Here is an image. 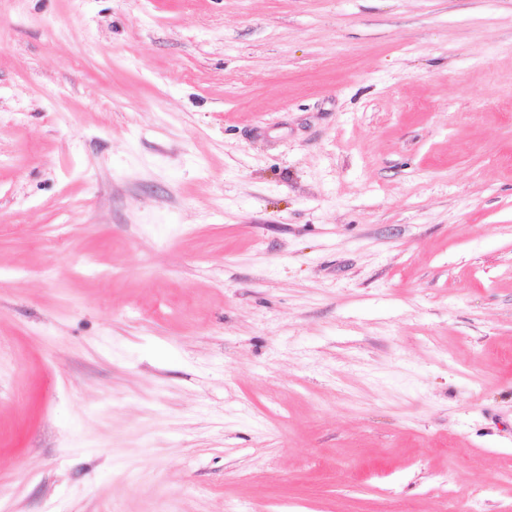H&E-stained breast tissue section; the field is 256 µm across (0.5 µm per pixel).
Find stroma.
I'll return each mask as SVG.
<instances>
[{
	"instance_id": "stroma-1",
	"label": "stroma",
	"mask_w": 512,
	"mask_h": 512,
	"mask_svg": "<svg viewBox=\"0 0 512 512\" xmlns=\"http://www.w3.org/2000/svg\"><path fill=\"white\" fill-rule=\"evenodd\" d=\"M512 512V0H0V512Z\"/></svg>"
}]
</instances>
